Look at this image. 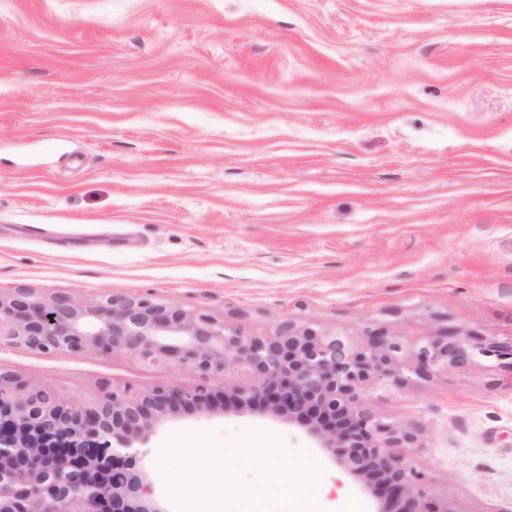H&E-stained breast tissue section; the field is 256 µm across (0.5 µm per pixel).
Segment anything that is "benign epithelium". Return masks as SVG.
I'll return each instance as SVG.
<instances>
[{
	"instance_id": "1",
	"label": "benign epithelium",
	"mask_w": 512,
	"mask_h": 512,
	"mask_svg": "<svg viewBox=\"0 0 512 512\" xmlns=\"http://www.w3.org/2000/svg\"><path fill=\"white\" fill-rule=\"evenodd\" d=\"M80 356L126 351L142 364L176 365L231 381L220 403L255 400L307 426L319 448L378 503L375 512H447L427 493L410 450L415 435L361 407L365 387L402 383L468 364L487 349L470 337L403 341L368 329L358 344L289 321L253 336L200 309L111 293L81 301L29 288L0 294V347ZM203 384L158 386L141 399L111 391L94 401L59 394L0 371V512H163L137 474V444L167 414L208 409Z\"/></svg>"
}]
</instances>
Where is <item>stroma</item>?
Returning <instances> with one entry per match:
<instances>
[{
	"label": "stroma",
	"instance_id": "35a3bbf8",
	"mask_svg": "<svg viewBox=\"0 0 512 512\" xmlns=\"http://www.w3.org/2000/svg\"><path fill=\"white\" fill-rule=\"evenodd\" d=\"M17 288L170 301L253 335L512 343V0H0V293ZM0 371L80 400L203 382L123 351L5 346ZM362 405L414 429L450 512H512L507 361ZM249 428L317 449L255 404L178 409L139 448L162 512L169 435ZM322 465L334 512L358 482Z\"/></svg>",
	"mask_w": 512,
	"mask_h": 512
}]
</instances>
